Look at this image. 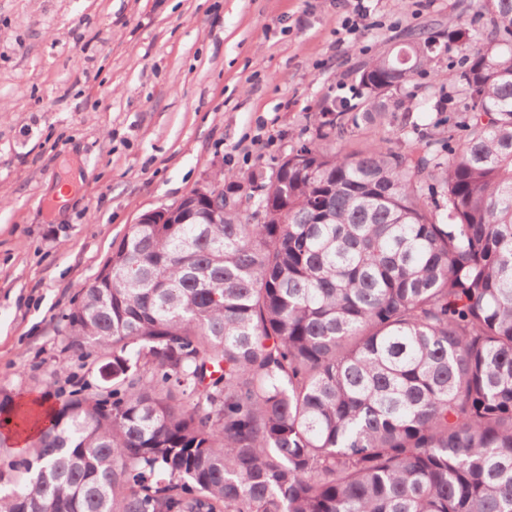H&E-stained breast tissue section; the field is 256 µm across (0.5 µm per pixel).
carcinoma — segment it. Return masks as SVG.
<instances>
[{
  "label": "carcinoma",
  "mask_w": 512,
  "mask_h": 512,
  "mask_svg": "<svg viewBox=\"0 0 512 512\" xmlns=\"http://www.w3.org/2000/svg\"><path fill=\"white\" fill-rule=\"evenodd\" d=\"M441 34L448 137L322 145L435 84L425 28L364 111L212 185L224 223L132 225L64 316L110 389L0 453V512H512V0ZM461 55L462 53L459 51V48L452 45L448 51L442 48L438 56L434 59V62L431 64V70L437 81L443 84L447 91L451 90L453 87H448V70L454 74L461 70Z\"/></svg>",
  "instance_id": "carcinoma-1"
}]
</instances>
